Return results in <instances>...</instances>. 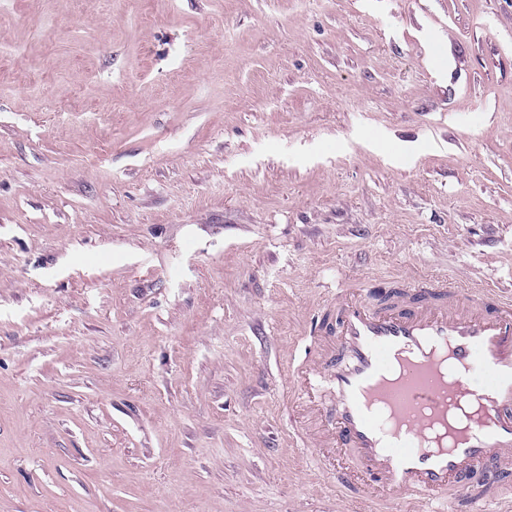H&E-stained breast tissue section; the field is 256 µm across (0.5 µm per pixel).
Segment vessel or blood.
<instances>
[{
	"label": "vessel or blood",
	"instance_id": "obj_1",
	"mask_svg": "<svg viewBox=\"0 0 512 512\" xmlns=\"http://www.w3.org/2000/svg\"><path fill=\"white\" fill-rule=\"evenodd\" d=\"M409 301L336 294L335 349L297 370L296 398L319 402L333 447L318 462L361 498L419 497L429 512L512 493V299L447 279L407 282Z\"/></svg>",
	"mask_w": 512,
	"mask_h": 512
}]
</instances>
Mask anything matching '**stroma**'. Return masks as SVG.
I'll return each instance as SVG.
<instances>
[{
    "mask_svg": "<svg viewBox=\"0 0 512 512\" xmlns=\"http://www.w3.org/2000/svg\"><path fill=\"white\" fill-rule=\"evenodd\" d=\"M433 276L512 297V0H0V512H363L289 376Z\"/></svg>",
    "mask_w": 512,
    "mask_h": 512,
    "instance_id": "stroma-1",
    "label": "stroma"
}]
</instances>
